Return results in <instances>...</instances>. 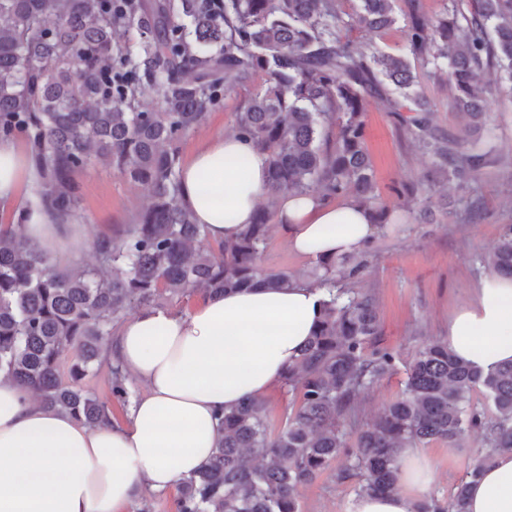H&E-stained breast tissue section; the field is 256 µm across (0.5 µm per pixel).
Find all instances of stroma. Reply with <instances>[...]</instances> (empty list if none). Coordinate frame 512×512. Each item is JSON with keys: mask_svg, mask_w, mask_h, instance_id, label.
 I'll return each instance as SVG.
<instances>
[{"mask_svg": "<svg viewBox=\"0 0 512 512\" xmlns=\"http://www.w3.org/2000/svg\"><path fill=\"white\" fill-rule=\"evenodd\" d=\"M414 73L430 103L438 129L468 134L476 148L492 152L495 167L472 173L465 182L427 181L434 158L406 133L386 99L370 98L364 115L365 141L381 202L399 206L402 221L377 229L369 244L370 267L363 278L349 280L337 272L339 285L371 290L377 301L384 339L399 364L409 362L422 343L443 338L449 315L464 303L493 251L504 225L512 224V94L493 98L490 131L466 133L467 118L457 111L445 69L413 60ZM243 98L233 93L213 106L206 120L189 130L178 144L188 159L209 140L232 132ZM81 190V223L86 241L81 250L63 254V261L95 263L91 241L131 223L145 201L142 185L126 180L97 163L75 176ZM480 197L483 221L469 223L459 204ZM264 263L272 269L303 272L312 257L290 250L280 226H272ZM485 450L482 431H469L460 447L433 442L423 449L433 463L436 480L427 495L447 499L456 484ZM351 458L341 457L310 485L300 490L301 512H348L357 495L356 479H339Z\"/></svg>", "mask_w": 512, "mask_h": 512, "instance_id": "35a3bbf8", "label": "stroma"}]
</instances>
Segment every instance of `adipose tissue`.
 <instances>
[{"label":"adipose tissue","mask_w":512,"mask_h":512,"mask_svg":"<svg viewBox=\"0 0 512 512\" xmlns=\"http://www.w3.org/2000/svg\"><path fill=\"white\" fill-rule=\"evenodd\" d=\"M38 174L16 141L0 140V207L45 249H79L42 210H16ZM181 201L214 242L251 223L267 193L266 156L234 133L211 139L181 169ZM277 222L289 247L316 257L359 253L375 232L352 199L281 196ZM324 294L304 280L199 299L188 312L148 308L127 319L115 344L124 369L145 384L128 419L91 428L35 402L0 374V512H121L145 490L164 492L202 469L219 433L215 414L266 395L317 325ZM449 347L487 372L512 362V278L480 277L448 318ZM399 490L354 499L351 512H414L435 479L416 448L399 449ZM468 512H512V451H497L468 486Z\"/></svg>","instance_id":"1"}]
</instances>
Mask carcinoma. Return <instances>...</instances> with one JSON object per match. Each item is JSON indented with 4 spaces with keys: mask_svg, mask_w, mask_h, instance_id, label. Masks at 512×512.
Segmentation results:
<instances>
[{
    "mask_svg": "<svg viewBox=\"0 0 512 512\" xmlns=\"http://www.w3.org/2000/svg\"><path fill=\"white\" fill-rule=\"evenodd\" d=\"M0 0V139L23 137L39 174L35 205L62 226L79 219L75 174L100 162L145 186L148 202L120 231L99 235L98 265L63 264L31 247L21 224L0 225V373L47 406L90 427L112 422V404L86 386L109 369L112 398L125 400L126 374L112 357L114 330L129 310L170 296L206 297L261 285L286 288L297 275L263 266L274 217L260 207L231 242L212 243L180 203L176 143L201 124L226 91L262 78L235 112L234 133L265 152L268 197L316 193L352 198L371 223L392 224L397 207L379 202L365 146L364 111L392 98L412 139L437 159L427 175L461 176L493 163L459 150L431 123L409 56L443 59L456 109L482 122L497 83L512 91V0H450L444 15L406 0L408 53L364 49L395 23L396 0ZM118 25L139 34L136 53L114 42ZM160 107L143 109L149 90ZM361 278L368 252L344 259ZM512 278V225L487 261ZM338 258L319 256L308 274L324 291L313 336L281 381L290 401L274 432L265 402L248 397L218 416L209 463L183 479L175 512H300L299 490L340 456L341 478L358 493L385 494L398 481L397 450L442 441L452 448L470 429L486 449L446 503L417 512H467V479L499 449H512V364L472 369L445 339L422 344L406 368L402 395L369 423L359 394L396 371L383 343L375 296L336 287ZM482 393L486 409L471 403Z\"/></svg>",
    "mask_w": 512,
    "mask_h": 512,
    "instance_id": "1",
    "label": "carcinoma"
}]
</instances>
